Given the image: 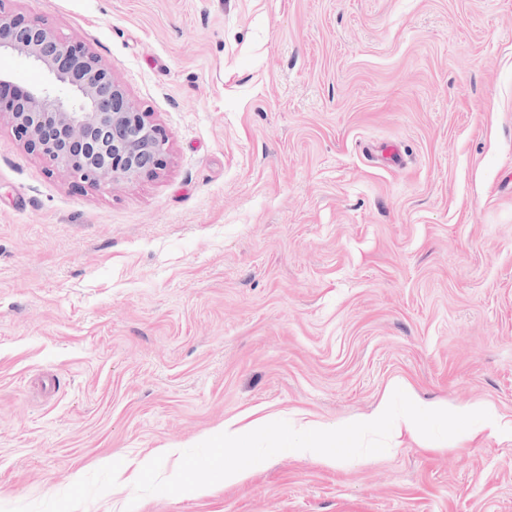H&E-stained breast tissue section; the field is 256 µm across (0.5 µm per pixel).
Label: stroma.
Instances as JSON below:
<instances>
[{"instance_id": "obj_1", "label": "stroma", "mask_w": 512, "mask_h": 512, "mask_svg": "<svg viewBox=\"0 0 512 512\" xmlns=\"http://www.w3.org/2000/svg\"><path fill=\"white\" fill-rule=\"evenodd\" d=\"M0 5L168 139L93 188L0 125V512H512V440L452 418L290 451L385 398L512 423V0ZM431 412L435 417L448 419V415H450L462 420H466L474 413L480 414L483 417V426L480 429H471L464 425V429L459 434V438L462 441L473 440L483 430H489L493 434L508 432L512 435V426L510 429L505 430L496 413L486 406L479 405L468 409H451L448 408L447 403H436L431 407ZM249 416H236L224 423V448H231L233 455V462L224 465L225 483L241 482L250 475L252 458L249 436L260 427L265 418L245 422ZM352 423H345L338 425L329 431H324L318 435L315 440L308 441V443L301 448H291L295 453L302 457H308L313 460H318L327 464L336 462L335 445L340 436L346 432L355 429Z\"/></svg>"}]
</instances>
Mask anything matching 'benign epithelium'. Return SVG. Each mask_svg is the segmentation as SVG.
Masks as SVG:
<instances>
[{
    "mask_svg": "<svg viewBox=\"0 0 512 512\" xmlns=\"http://www.w3.org/2000/svg\"><path fill=\"white\" fill-rule=\"evenodd\" d=\"M2 52L21 54L48 75L20 99L0 101V116L29 153L92 186L154 175L163 167V131L95 54L37 18L19 19L0 9Z\"/></svg>",
    "mask_w": 512,
    "mask_h": 512,
    "instance_id": "obj_1",
    "label": "benign epithelium"
}]
</instances>
